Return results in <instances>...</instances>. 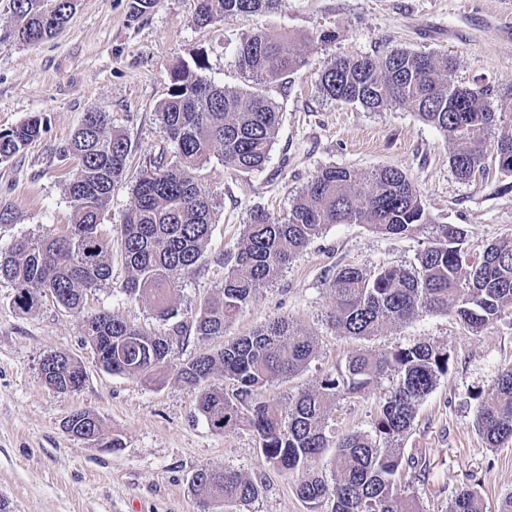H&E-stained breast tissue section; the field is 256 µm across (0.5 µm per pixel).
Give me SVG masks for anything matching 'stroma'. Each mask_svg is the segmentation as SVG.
<instances>
[{
    "label": "stroma",
    "instance_id": "obj_1",
    "mask_svg": "<svg viewBox=\"0 0 512 512\" xmlns=\"http://www.w3.org/2000/svg\"><path fill=\"white\" fill-rule=\"evenodd\" d=\"M196 0H158L138 19L129 0H77L75 14L59 35L38 46L0 47V130L37 114L41 137L10 161L0 163V202L14 220L0 224V250L15 239L59 234L71 222L67 183L77 169L63 148L85 113H109L113 129L132 146V171L173 146L158 121L169 96L167 72L177 62L205 54L206 77L215 85L244 87L235 49L249 28L282 34L304 66L287 89L269 94L282 105L277 140L262 171L243 173L212 155L199 176L216 202L209 245L196 269L174 294L184 333L170 338L178 363L252 334L277 317L317 339L313 358L295 376L266 386L267 400L287 402L315 388L326 374L344 368L352 354L386 352L430 342L447 350L452 364L417 407L412 429L400 440L405 455L421 458L420 476L402 484L423 512H448L459 485L474 478L487 512L512 492V442L489 447L476 417L495 393L499 374L512 366V315L474 334L453 314H419L387 325L370 339L336 332L328 324L335 306L328 286L336 270L352 266L375 274L411 266L428 246L426 232L382 235L364 224H332L312 240L278 280L257 293L223 335L200 340L193 320L206 298L224 283V252L235 250L255 206L287 215L293 200L322 167H351L367 174L392 166L419 188L426 210L439 224L461 225L465 252L477 262L488 244L512 237V192L494 151L475 180L456 177L443 134L409 108L369 112L323 99L316 88L331 56L379 57L399 45L435 57L452 56L461 86L490 83L512 88V0H285L281 9L247 20L227 18L207 27L192 20ZM333 36L320 43V33ZM133 202L129 184L112 192L99 226L112 244L109 283L86 293L76 313L44 298L22 313L14 290L0 282V501L7 512H201L190 480L205 468H232L260 480L262 491L245 512H310L298 498L299 474L274 469L247 428L213 432L197 411L199 392L174 374L146 382L100 370L83 326L101 310L148 331L163 330L149 303L126 296L129 272L120 227ZM56 351L69 353L87 371L84 386L60 393L42 379L41 363ZM337 401L325 420L329 446L311 472L334 482L335 444L344 435L372 433L383 390ZM92 411L105 438L120 436L112 452L74 438L69 415Z\"/></svg>",
    "mask_w": 512,
    "mask_h": 512
}]
</instances>
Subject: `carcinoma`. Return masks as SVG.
Segmentation results:
<instances>
[{
    "label": "carcinoma",
    "instance_id": "obj_1",
    "mask_svg": "<svg viewBox=\"0 0 512 512\" xmlns=\"http://www.w3.org/2000/svg\"><path fill=\"white\" fill-rule=\"evenodd\" d=\"M284 0H197L193 23L208 26L226 18L247 20L274 12ZM14 24L0 28V47L35 46L59 34L73 17L76 0H9ZM239 70L248 78L243 90L216 86L203 74L205 56L193 65L169 68V98L158 115L174 146L171 158L140 170L132 185L133 202L121 226L122 252L129 276L123 284L131 299L150 303L163 324L177 315L172 302L183 275L192 271L211 237L214 203L199 171L219 149L224 165L238 171L264 168L279 130L282 106L268 95L285 89L305 63L274 33L251 29L235 50ZM452 58L395 46L382 57L332 56L319 73L318 89L331 101L356 103L369 112L411 108L452 145L455 175L469 181L483 172L486 143L493 138L501 172L512 174V90L491 84L468 89L456 84ZM44 121L34 115L0 131V163L41 137ZM64 153L78 160L69 183L71 224L66 233L17 239L0 251V282L15 290L22 312L49 295L63 308L80 312L84 296L109 281L110 242L98 226L109 208L112 190L126 179L131 144L112 129L102 111L85 113ZM329 224H366L385 235L430 230V246L410 268L391 267L368 275L355 267L336 271L329 281L336 305L329 319L345 336L368 339L389 324L419 313H451L478 333L512 310V238L486 248L480 263L467 262L465 233L458 224H436L420 191L396 167L367 175L347 167L318 170L288 214L252 211L236 251L224 258V284L218 296L200 304L195 335L206 340L224 335V327L274 282L284 268ZM85 332L98 364L109 374L152 379L163 368L199 389L198 413L218 433L246 423L260 453L274 468L304 472L299 498L331 512H421L417 500L401 489L400 476L417 470L398 439L414 423L416 407L448 373L450 355L429 343L387 353L362 350L345 370L331 373L319 386L300 392L286 404L261 398L262 389L298 373L316 351V339L301 334L286 317L275 318L251 336L216 352H202L183 363L170 359L168 334L147 332L107 312L85 317ZM45 380L59 393L75 392L86 379L81 362L55 352L44 366ZM222 373L236 385L232 395L212 378ZM397 374L374 424V434L350 433L336 444L333 483L308 472L327 447L324 423L336 400L379 385ZM477 427L486 443L512 441V367L501 372L492 398L478 410ZM66 429L82 437L101 434L95 414L76 411ZM191 488L204 510L217 502L246 506L261 492L260 482L229 468L202 469ZM448 512H485L475 484H461Z\"/></svg>",
    "mask_w": 512,
    "mask_h": 512
}]
</instances>
